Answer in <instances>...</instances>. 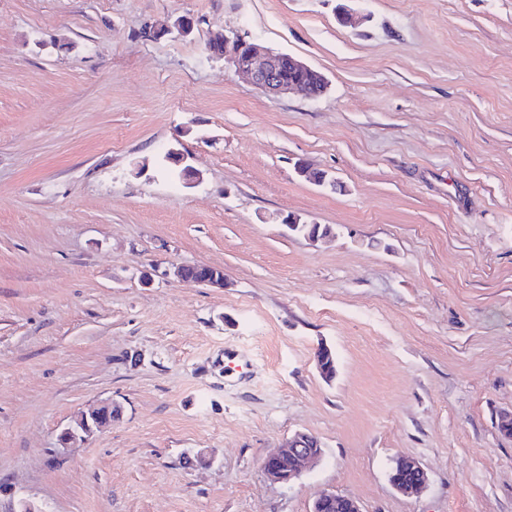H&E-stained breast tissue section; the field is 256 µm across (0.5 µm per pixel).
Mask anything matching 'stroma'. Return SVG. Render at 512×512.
<instances>
[{
	"label": "stroma",
	"instance_id": "35a3bbf8",
	"mask_svg": "<svg viewBox=\"0 0 512 512\" xmlns=\"http://www.w3.org/2000/svg\"><path fill=\"white\" fill-rule=\"evenodd\" d=\"M216 31L326 91L269 96L207 56ZM511 410L512 0H0V512H512ZM297 432L322 460L271 483ZM173 269V275L178 279L192 280L205 287L224 286V272L219 268L201 264H179ZM120 415V406L112 403L101 405L89 413L81 414L65 427L59 436V442L64 447H76ZM301 435V433L294 434L287 443L267 453L265 458L270 463L263 462V471L272 483H290L299 476L304 467L311 466L322 458L324 452L317 450L318 446H321L320 440L313 435L306 434L309 448ZM288 456H292L297 461V468L292 472L284 470L282 466V462L288 459ZM342 499L348 500L352 503V508L354 509V511H352V512H362L359 507V504L354 499L344 496V495H340V494H338L336 492H332V491H323L320 494H318L313 501L311 512H324L323 509H325L326 507H331V506L335 505L336 501L342 500ZM347 508H348L347 504L344 502H341L338 504V506H336V508L335 507L329 508L327 510V512H346V511H348Z\"/></svg>",
	"mask_w": 512,
	"mask_h": 512
}]
</instances>
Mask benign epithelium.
Segmentation results:
<instances>
[{
  "mask_svg": "<svg viewBox=\"0 0 512 512\" xmlns=\"http://www.w3.org/2000/svg\"><path fill=\"white\" fill-rule=\"evenodd\" d=\"M194 30V21L188 16H181L164 33L174 40L188 37ZM224 39V62L231 65L239 74L249 78L253 85L267 94L274 96L299 92L313 99L327 89L326 77L299 58L270 49L253 38L237 32L220 33ZM173 275L178 279H187L205 287H224V272L216 267L201 264H179L174 267ZM121 415L120 406L104 404L97 409L80 415L65 427L59 442L65 447H76L88 440L97 430L112 423ZM297 461V468L292 472L283 469L282 462L288 457ZM323 451L306 446L305 439L296 433L284 445L270 450L263 471L273 483L287 484L296 479L306 466L317 463ZM407 462L420 474V481L412 487L393 484L402 494L413 495L421 492L427 485L428 475L422 465L409 457ZM344 496L323 491L316 496L311 512H323V509L336 504Z\"/></svg>",
  "mask_w": 512,
  "mask_h": 512,
  "instance_id": "benign-epithelium-1",
  "label": "benign epithelium"
}]
</instances>
